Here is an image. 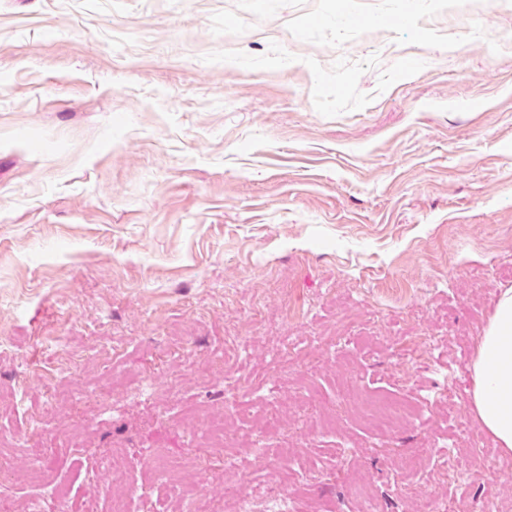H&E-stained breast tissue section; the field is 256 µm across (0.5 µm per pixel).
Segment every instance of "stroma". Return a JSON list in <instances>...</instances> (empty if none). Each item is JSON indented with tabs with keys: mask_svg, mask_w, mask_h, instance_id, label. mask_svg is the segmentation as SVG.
<instances>
[{
	"mask_svg": "<svg viewBox=\"0 0 512 512\" xmlns=\"http://www.w3.org/2000/svg\"><path fill=\"white\" fill-rule=\"evenodd\" d=\"M504 288L512 0H0V498L19 510L160 503L159 456L197 512L228 480L300 512H361L359 484L380 512H512L472 410ZM351 384L417 419L376 431Z\"/></svg>",
	"mask_w": 512,
	"mask_h": 512,
	"instance_id": "obj_1",
	"label": "stroma"
}]
</instances>
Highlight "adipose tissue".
I'll return each mask as SVG.
<instances>
[{"instance_id":"1","label":"adipose tissue","mask_w":512,"mask_h":512,"mask_svg":"<svg viewBox=\"0 0 512 512\" xmlns=\"http://www.w3.org/2000/svg\"><path fill=\"white\" fill-rule=\"evenodd\" d=\"M472 404L482 427L512 457V288L502 289L473 364Z\"/></svg>"}]
</instances>
